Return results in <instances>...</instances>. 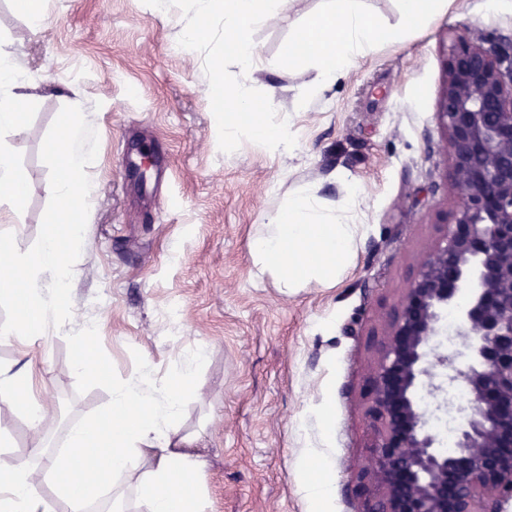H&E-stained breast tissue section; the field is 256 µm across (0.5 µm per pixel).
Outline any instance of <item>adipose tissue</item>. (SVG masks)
I'll return each instance as SVG.
<instances>
[{
    "label": "adipose tissue",
    "mask_w": 512,
    "mask_h": 512,
    "mask_svg": "<svg viewBox=\"0 0 512 512\" xmlns=\"http://www.w3.org/2000/svg\"><path fill=\"white\" fill-rule=\"evenodd\" d=\"M361 0H335L329 14L312 17L298 37L306 51L286 49L292 63L314 59L316 86L327 89L345 71L397 39L398 32L370 20ZM28 77L11 54L0 52V130H22L28 105ZM89 126L79 110L65 113L47 150L55 163V184L61 208L53 215L38 247L10 260L0 277V298L25 297V311L8 328L25 346L10 366H0V400L24 410L34 432H42L46 407L33 399L37 370L34 349L43 339L68 294L73 275L70 257L83 240V228H63L71 212L86 209L89 188L84 177L85 138ZM358 204L354 186L336 207H327L316 191L305 188L258 225L250 239L257 277H269L282 293L308 286L332 288L352 266L361 227L347 221ZM54 276L53 288H44V273ZM193 362H185L165 382L156 383L150 369L113 386L108 407L97 416L68 428L60 453L48 456L32 449L42 470L54 478V491L68 512H91L93 503L108 512H126L135 500V512H200V478L205 462L195 447L198 434L182 432L181 409L192 392ZM107 447L97 460L99 476L87 477L84 452L98 439ZM141 468L131 471L132 458ZM0 512H48L37 492L34 470L25 462L0 464Z\"/></svg>",
    "instance_id": "ef3b65f1"
}]
</instances>
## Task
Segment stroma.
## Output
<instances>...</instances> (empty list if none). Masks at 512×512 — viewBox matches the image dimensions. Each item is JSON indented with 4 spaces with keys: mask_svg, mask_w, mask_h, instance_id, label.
I'll list each match as a JSON object with an SVG mask.
<instances>
[{
    "mask_svg": "<svg viewBox=\"0 0 512 512\" xmlns=\"http://www.w3.org/2000/svg\"><path fill=\"white\" fill-rule=\"evenodd\" d=\"M33 3L36 29L16 0H0V47L33 80L23 133L0 131L29 185L21 211L0 202V237L14 253L34 250L60 208L46 144L61 115L76 105L91 115L84 242L39 376L51 448L143 363L162 381L200 347L207 358L180 425L204 433L202 512H354L371 492L360 467L372 455L367 409L384 321L458 205L436 118L446 54L460 35L512 38V0L492 12L462 0L324 91L313 66L290 63L284 49L331 0H291L256 28L254 69L230 71L287 113L296 145L245 141L231 153L218 147L202 54L177 47V8ZM145 153L154 163L141 180L131 165ZM348 181L359 192L348 221L362 238L342 281L287 295L257 278V225L305 187L335 205ZM89 325L107 369L99 379L72 361ZM0 431L11 440L0 461L27 460L38 437L5 401ZM319 482L332 489L322 504L307 493Z\"/></svg>",
    "mask_w": 512,
    "mask_h": 512,
    "instance_id": "35a3bbf8",
    "label": "stroma"
}]
</instances>
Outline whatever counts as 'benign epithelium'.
<instances>
[{
    "label": "benign epithelium",
    "instance_id": "obj_1",
    "mask_svg": "<svg viewBox=\"0 0 512 512\" xmlns=\"http://www.w3.org/2000/svg\"><path fill=\"white\" fill-rule=\"evenodd\" d=\"M437 117L459 204L385 320L371 376L375 451L362 468L373 492L360 512H506L512 502V41L456 37ZM450 309L468 341L437 353ZM459 385L471 399L455 408L447 453L419 393L441 411Z\"/></svg>",
    "mask_w": 512,
    "mask_h": 512
}]
</instances>
